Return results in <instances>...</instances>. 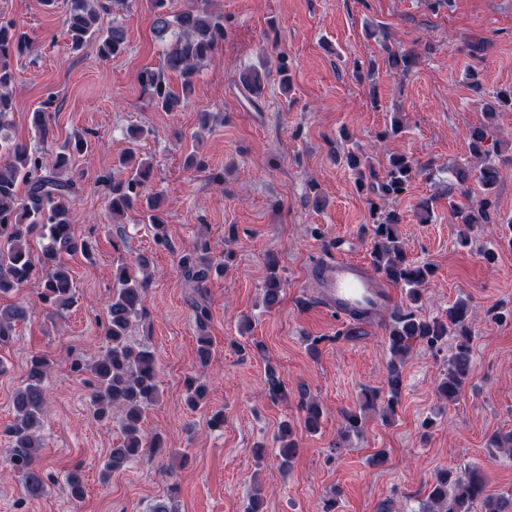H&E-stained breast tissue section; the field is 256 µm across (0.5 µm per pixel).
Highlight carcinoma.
<instances>
[{
	"label": "carcinoma",
	"instance_id": "1",
	"mask_svg": "<svg viewBox=\"0 0 512 512\" xmlns=\"http://www.w3.org/2000/svg\"><path fill=\"white\" fill-rule=\"evenodd\" d=\"M208 3L209 0H196L193 7L172 12L169 0H149L155 35L161 40L171 39L162 65L144 69L138 75L152 108L162 112L180 111L194 88L199 68L213 60L219 45L224 42V17L213 13ZM96 4L107 10L100 0H70L63 34L76 52L90 50L103 59L119 56L127 48L125 29L115 23L103 27L99 23V8H94ZM28 48L29 39L25 32L12 21H0V297L37 279L40 284L38 304L59 313L70 308L76 300L74 281L65 257L79 254L91 262L94 256L90 240L75 234L69 210L71 199L78 193V183L70 174V166L76 156L88 151L91 143L86 135L76 133L68 140L66 152L52 158L40 148L12 142L1 135V131L11 124L14 112L15 76L10 55L14 51L22 54ZM387 63L396 74L405 75L415 65L416 55L412 51L390 50ZM169 73L181 78V90L171 87L167 78ZM264 79L265 74L254 68L240 74L246 99L257 110L260 109ZM55 102L56 96L50 92L31 114L33 129L41 141L50 136V110ZM504 110H512V86L498 90L493 100L486 103L485 112L490 117ZM130 134L131 147L118 160L123 175L105 179L107 210L114 217L129 210H139L143 220L152 225L155 243L167 247L162 197L148 191L153 167L146 159H136V141L144 131L132 129ZM468 147L476 164L456 172L458 185L464 187L473 180L484 190L492 191L499 168L491 153L498 149L488 144L487 130L483 127L471 129ZM343 158L348 169L356 175L358 188L374 196L370 201L373 272L405 289L407 299L418 303L420 287L430 280L434 270L430 264L408 257L398 235L403 215L395 209L380 215L376 203L378 199L393 200L408 192L415 169L413 161L403 154L391 155L385 175L380 178L367 167L364 155L356 150L344 152ZM22 187L25 188L23 193L20 192ZM448 204L455 223L467 229L490 222L492 202L488 198L476 205L466 206L451 200ZM35 236L47 240L36 258L29 247L30 239ZM231 257L229 252L214 256L207 241L201 240L193 250L179 257L178 267L201 291L212 277L224 273ZM113 280L116 288L103 325L104 349L90 362L76 360L72 363L73 371L91 377L93 391L89 405L92 417L107 422L115 411L122 417L124 440L110 452L101 473L104 481L130 459L141 456L148 449L163 447L160 435L149 436L140 427L144 413L159 401L157 358L153 350L133 344L129 336L132 320L140 315L143 295L150 284L149 258L140 255L132 264L120 265ZM263 290L265 306L275 307L280 302L282 283L278 263L272 256L267 259ZM469 315V303L462 299L449 306L443 318H422L407 307L394 310L386 336L391 359L384 395L371 390L366 393V401L372 404L383 400V417H391L403 390L402 366L409 353L417 345L436 350L452 335L457 342L450 350L448 368L437 390L441 398L455 403L468 381L473 360ZM25 318L26 309L22 306L0 308V342H7L16 323ZM48 370L45 357L39 354L30 357L22 385L13 397V421L3 430L9 443L4 449V463L33 497L41 495L51 481V473L40 462L43 443L39 434L46 413L44 382ZM266 384L270 399L277 400L282 396L284 383L275 370H268ZM206 393L207 386L199 378L186 379L187 407L200 408ZM302 410L304 428L317 431L323 414L320 402L307 400L302 403ZM275 440L280 448L281 466L285 469L297 452L291 426L283 424ZM490 446L511 457L512 431L493 434ZM65 483L70 500L84 498L85 484L81 473H69ZM428 503V512H512V496L486 492L484 479L477 468L455 473L439 472L429 486Z\"/></svg>",
	"mask_w": 512,
	"mask_h": 512
}]
</instances>
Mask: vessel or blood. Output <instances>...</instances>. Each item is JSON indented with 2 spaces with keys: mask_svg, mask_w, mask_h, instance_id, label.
Returning <instances> with one entry per match:
<instances>
[{
  "mask_svg": "<svg viewBox=\"0 0 512 512\" xmlns=\"http://www.w3.org/2000/svg\"><path fill=\"white\" fill-rule=\"evenodd\" d=\"M321 288L319 301L323 307L342 318L360 310L390 307L394 291L365 265L357 260L336 259L318 271Z\"/></svg>",
  "mask_w": 512,
  "mask_h": 512,
  "instance_id": "b4317fda",
  "label": "vessel or blood"
}]
</instances>
